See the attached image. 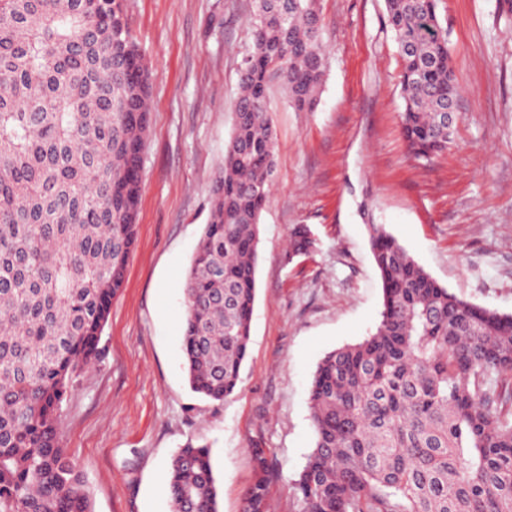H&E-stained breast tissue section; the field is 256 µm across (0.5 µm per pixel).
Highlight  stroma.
Segmentation results:
<instances>
[{
	"mask_svg": "<svg viewBox=\"0 0 512 512\" xmlns=\"http://www.w3.org/2000/svg\"><path fill=\"white\" fill-rule=\"evenodd\" d=\"M499 3L440 0L460 120L447 152L425 164L401 134L385 0H321L317 108L294 111L281 78L270 82L275 167L251 343L238 390L213 404L187 382L183 282L232 137L256 0H124L150 74L137 240L104 355L77 371L58 429L93 512H170V460L190 439L211 450L220 512H242L257 444L271 465L270 512H299L317 366L373 331L381 309L369 225H384L451 292L512 313V14ZM296 225L310 232L308 254L288 251Z\"/></svg>",
	"mask_w": 512,
	"mask_h": 512,
	"instance_id": "stroma-1",
	"label": "stroma"
}]
</instances>
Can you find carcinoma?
<instances>
[{"label":"carcinoma","instance_id":"1","mask_svg":"<svg viewBox=\"0 0 512 512\" xmlns=\"http://www.w3.org/2000/svg\"><path fill=\"white\" fill-rule=\"evenodd\" d=\"M401 60V128L412 156L448 150L458 100L438 0H386ZM123 17L82 0H0V512H92L59 445L74 374L101 358L112 299L135 244L150 76ZM232 138L185 281L182 349L191 390L236 391L256 301L260 217L275 140L268 83L281 74L312 112L325 74L320 0H257ZM382 283L375 330L314 374V443L295 482L301 512H512V313L433 278L369 225ZM313 241L292 229L290 247ZM242 512H267V449ZM171 512H220L205 445L172 458Z\"/></svg>","mask_w":512,"mask_h":512}]
</instances>
